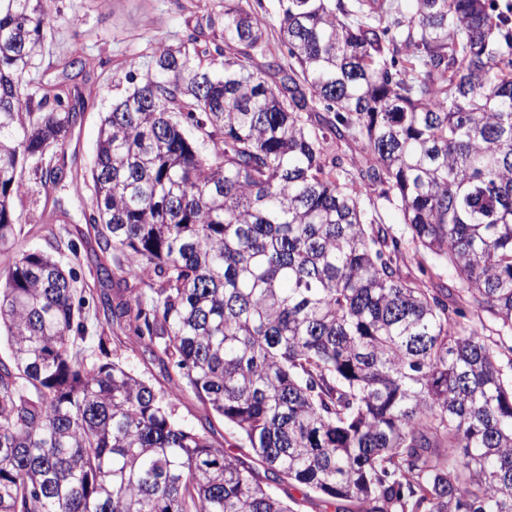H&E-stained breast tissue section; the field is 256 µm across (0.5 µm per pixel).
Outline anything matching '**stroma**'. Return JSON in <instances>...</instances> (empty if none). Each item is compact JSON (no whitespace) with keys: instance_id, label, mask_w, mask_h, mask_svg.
<instances>
[{"instance_id":"stroma-1","label":"stroma","mask_w":512,"mask_h":512,"mask_svg":"<svg viewBox=\"0 0 512 512\" xmlns=\"http://www.w3.org/2000/svg\"><path fill=\"white\" fill-rule=\"evenodd\" d=\"M197 2L57 0L51 21L52 40L23 84L24 92L31 94L43 84L60 80L59 62L76 43L83 47L92 63L88 79L81 87L83 118L65 147V180L45 189L33 175H25L23 192L15 200L24 229L16 252L40 249L75 273L86 328L81 348L92 360L101 357L98 338L107 326L100 298L115 296L116 290L100 285L96 279L93 259L98 238L83 216L89 198L74 195L69 179L76 175L85 177L90 172L101 119L112 105L118 84L125 81L129 58L148 55L157 43L174 44L199 32L206 21L196 7ZM107 347L110 360L122 362L155 387H166L167 379L158 362L134 339H113Z\"/></svg>"}]
</instances>
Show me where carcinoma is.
Masks as SVG:
<instances>
[{
  "label": "carcinoma",
  "instance_id": "1",
  "mask_svg": "<svg viewBox=\"0 0 512 512\" xmlns=\"http://www.w3.org/2000/svg\"><path fill=\"white\" fill-rule=\"evenodd\" d=\"M278 6L286 65L258 61L249 0H220L205 46L131 61L70 183L99 283L127 284L112 249L147 276L102 310L173 371L158 390L87 364L74 272L14 254L23 174L61 181L87 58L23 95L56 0H0V512H512V0ZM188 389L238 454L177 420ZM212 421L211 427L206 429L209 431L208 436L212 443L218 448H224L230 454H236L237 438L232 430L224 425V420L215 414L210 415Z\"/></svg>",
  "mask_w": 512,
  "mask_h": 512
}]
</instances>
